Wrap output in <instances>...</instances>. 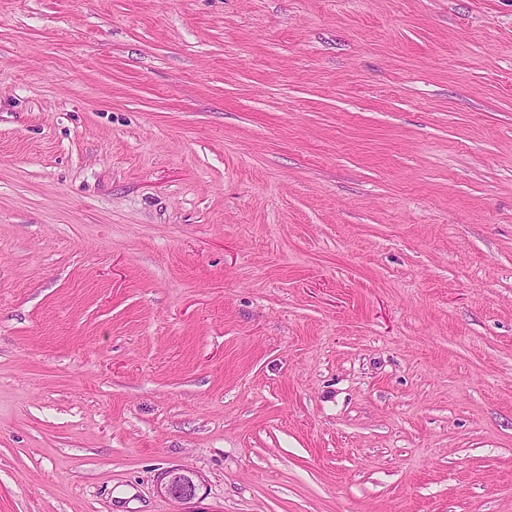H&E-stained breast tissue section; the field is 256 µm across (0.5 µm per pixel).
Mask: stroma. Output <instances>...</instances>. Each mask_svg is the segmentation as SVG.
Instances as JSON below:
<instances>
[{"label":"stroma","mask_w":512,"mask_h":512,"mask_svg":"<svg viewBox=\"0 0 512 512\" xmlns=\"http://www.w3.org/2000/svg\"><path fill=\"white\" fill-rule=\"evenodd\" d=\"M512 512V0H0V512ZM202 481V476L198 472L176 466L163 474L160 491L169 499L185 506L176 512H207L187 506L195 503Z\"/></svg>","instance_id":"stroma-1"}]
</instances>
